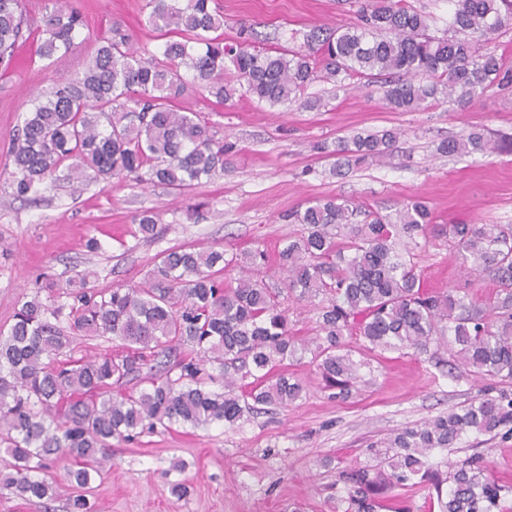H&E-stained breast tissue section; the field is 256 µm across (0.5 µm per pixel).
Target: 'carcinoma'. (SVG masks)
<instances>
[{
	"instance_id": "carcinoma-1",
	"label": "carcinoma",
	"mask_w": 512,
	"mask_h": 512,
	"mask_svg": "<svg viewBox=\"0 0 512 512\" xmlns=\"http://www.w3.org/2000/svg\"><path fill=\"white\" fill-rule=\"evenodd\" d=\"M400 2L364 0L357 23L316 26L299 49L278 52L253 46L247 30L224 43V14L210 0H142L145 22L165 39L161 54L134 48L115 26L41 95L6 154L14 194L36 191L64 163L80 179L179 193L230 171L232 146L199 113L173 105L191 81L221 102L241 92L286 106L317 81L383 78L388 104L402 112L429 100L461 107L494 84H512V70L491 49L501 30L512 29V0H452L441 37ZM83 26L72 8L43 19L37 54L46 67L69 54ZM26 29L21 0H0L1 67ZM397 137L395 129L357 133L320 149L336 157L340 172L384 157ZM511 150L478 128L439 146L450 156ZM359 213L342 195L295 211L302 231L278 252L277 281L266 279L262 251L229 256L190 247L161 253L152 288L103 292L88 287V272L66 306L38 294L24 301L0 330V447L13 459L12 471H0V488L36 509L68 490L72 512H92L87 493L112 460V440L174 425L231 429L260 406L286 407L303 385L282 368L300 352L311 354L329 397L350 398L360 370L371 367L345 349L344 337L355 335L377 356L435 357L445 348L474 379L502 388L372 443L373 463L339 473L344 512H378L388 491L427 485L439 512H512V486L490 479L482 456L437 457L470 433L512 434V226L436 225L420 199L393 214L369 212L360 223ZM158 224L159 215L145 210L132 234L154 238ZM441 237L461 265L498 280L497 300L480 307L452 290L423 289L418 251ZM235 267L242 276L232 287L223 274ZM290 296L314 306L318 335L290 334L283 307ZM64 313L68 332L58 325ZM80 337L116 341L120 351L85 353ZM133 380L142 387L121 391ZM62 461L60 481L54 468Z\"/></svg>"
}]
</instances>
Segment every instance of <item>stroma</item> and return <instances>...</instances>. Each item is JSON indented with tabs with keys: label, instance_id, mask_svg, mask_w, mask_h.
<instances>
[{
	"label": "stroma",
	"instance_id": "1",
	"mask_svg": "<svg viewBox=\"0 0 512 512\" xmlns=\"http://www.w3.org/2000/svg\"><path fill=\"white\" fill-rule=\"evenodd\" d=\"M142 0H31L30 46L39 43L43 16L60 6L81 12L84 27L72 54L52 68L0 70V165L31 99L75 70L100 38L120 26L135 42L160 51L162 41L146 26ZM224 12V40L242 28L274 35V47L296 49L311 28L355 23L360 0H217ZM344 88L313 83L309 109L294 103L269 107L235 96L221 103L189 89L176 106L201 113L219 136L234 143L230 173L202 180L178 195L133 181L107 186L73 181L60 169L34 195L16 196L0 173V328L36 289L61 292L90 271L93 288L152 285L160 253L212 245L227 252L262 250L275 256L301 232L291 213L324 195L352 197L366 210L394 212L422 197L438 224H511L512 153L491 157L439 154L441 142L474 127L492 138H512V85L492 87L465 108L429 102L416 112L392 110L380 82L345 78ZM396 128L401 136L384 158L333 172V158L319 146L357 132ZM160 215L155 240L133 238L129 229L144 210ZM428 288L454 289L477 304L500 290L491 277L467 274L442 240L419 257ZM439 359L407 354L382 360L370 384L344 402L329 399L315 365L288 366L304 391L292 406L269 407L230 430L177 426L112 444V465L95 480L89 501L95 512H344L338 470L368 464L370 442L422 423L480 395L484 383ZM476 452L488 459L500 482H512V438L471 436L448 453ZM184 465L176 473V465ZM184 476L188 493L175 498L170 480Z\"/></svg>",
	"mask_w": 512,
	"mask_h": 512
}]
</instances>
